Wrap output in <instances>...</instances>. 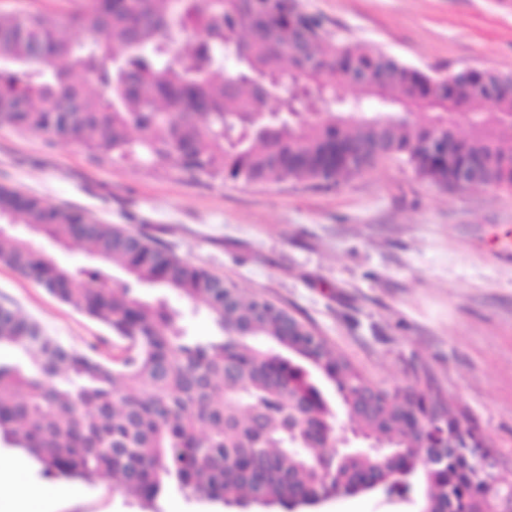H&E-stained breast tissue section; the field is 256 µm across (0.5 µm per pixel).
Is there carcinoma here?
Masks as SVG:
<instances>
[{"instance_id": "cac0c4a2", "label": "carcinoma", "mask_w": 512, "mask_h": 512, "mask_svg": "<svg viewBox=\"0 0 512 512\" xmlns=\"http://www.w3.org/2000/svg\"><path fill=\"white\" fill-rule=\"evenodd\" d=\"M70 2L61 15L0 13L1 125L78 142L111 163L246 183H334L371 167L367 149L379 144L440 187L471 163L491 169L492 187L512 189V91L488 95L482 74L431 76L368 44L330 41L295 0ZM195 18L207 27L160 63ZM352 72L382 78L345 103L338 86ZM438 123L453 146L446 156L427 148ZM1 220L0 263L107 325L117 349H74L0 304V347L24 357L0 362V440L44 477L107 474L147 502L175 486L284 512L376 489L419 495L420 512H488L492 496L512 492V474L499 472L494 488L476 467L493 446L431 382L376 385L286 307L147 235L2 186ZM17 224L77 243L100 265L63 267L14 236ZM106 265L128 280L113 282ZM143 287L203 303L213 334L187 335L181 312L141 299ZM320 380L381 451L344 445Z\"/></svg>"}]
</instances>
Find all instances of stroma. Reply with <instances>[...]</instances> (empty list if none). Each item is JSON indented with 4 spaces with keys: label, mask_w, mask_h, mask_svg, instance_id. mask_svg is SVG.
I'll list each match as a JSON object with an SVG mask.
<instances>
[{
    "label": "stroma",
    "mask_w": 512,
    "mask_h": 512,
    "mask_svg": "<svg viewBox=\"0 0 512 512\" xmlns=\"http://www.w3.org/2000/svg\"><path fill=\"white\" fill-rule=\"evenodd\" d=\"M329 39L429 74L512 73V0H298ZM144 233L288 308L380 387L432 379L512 471V189L442 188L391 158L336 185L191 179L103 162L0 125V186ZM77 349L112 331L0 263V302ZM62 512H239L171 490L147 504L112 479L62 482ZM376 490L311 512H418Z\"/></svg>",
    "instance_id": "1"
}]
</instances>
